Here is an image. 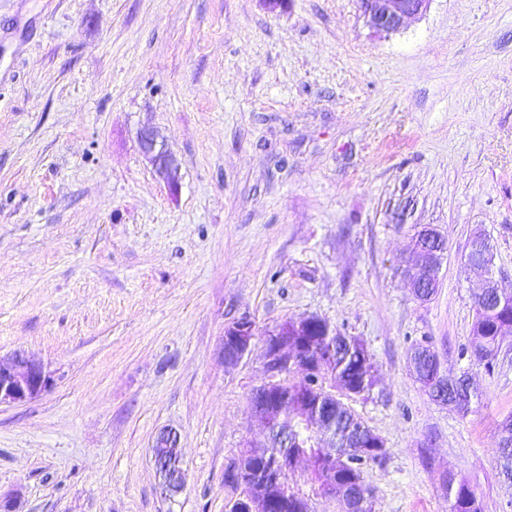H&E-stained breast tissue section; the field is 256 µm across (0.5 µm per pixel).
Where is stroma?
Instances as JSON below:
<instances>
[{
  "label": "stroma",
  "mask_w": 512,
  "mask_h": 512,
  "mask_svg": "<svg viewBox=\"0 0 512 512\" xmlns=\"http://www.w3.org/2000/svg\"><path fill=\"white\" fill-rule=\"evenodd\" d=\"M144 125L180 169L141 156ZM447 242L430 301L395 272L415 226ZM490 238L512 293V0H432L400 34L358 0H0V357L54 375L0 406V498L15 512H225L224 466L261 446L263 342L226 365L225 325L305 316L364 340L378 383L348 404L386 442L374 512H448L442 477L512 512L494 373L462 350ZM469 372L462 416L410 376L412 344ZM179 436L186 488L152 458ZM137 143L140 154L157 177L171 189H176L179 163L166 141L153 129L144 127L137 132ZM178 435L173 431H164L159 435L153 445V459L156 469L161 474L163 468L164 479L162 489L165 496L173 497L180 494L186 486V475L182 468L175 463L172 465L174 453L179 450ZM172 459L171 462L169 459Z\"/></svg>",
  "instance_id": "stroma-1"
}]
</instances>
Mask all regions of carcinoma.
I'll return each instance as SVG.
<instances>
[{
    "mask_svg": "<svg viewBox=\"0 0 512 512\" xmlns=\"http://www.w3.org/2000/svg\"><path fill=\"white\" fill-rule=\"evenodd\" d=\"M475 319L466 352L474 362L488 372L495 370L501 350V337L497 336V324L512 321V298L501 302L491 311H485L474 302ZM410 372L415 380L435 397L442 375L438 354L428 343L412 345L408 357ZM334 381L336 394L329 398L331 408L324 420L335 427L336 438L329 439V450L315 446L316 432L314 407L293 404L279 407L277 425L297 440L294 450L309 463L312 480L317 486L328 481L336 482V489L354 492L369 490L365 482V468L381 464L388 456L384 439L365 424L354 410L343 401L351 396L370 393L376 384L372 372L371 354L365 342L355 336L336 342V359L327 370ZM500 473L512 478V446L499 439ZM443 489L448 497V512H482L475 491L464 479L448 475Z\"/></svg>",
    "mask_w": 512,
    "mask_h": 512,
    "instance_id": "obj_1",
    "label": "carcinoma"
}]
</instances>
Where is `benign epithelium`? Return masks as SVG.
<instances>
[{"instance_id": "obj_1", "label": "benign epithelium", "mask_w": 512, "mask_h": 512, "mask_svg": "<svg viewBox=\"0 0 512 512\" xmlns=\"http://www.w3.org/2000/svg\"><path fill=\"white\" fill-rule=\"evenodd\" d=\"M432 0H359L363 18L369 29L379 36L389 37L399 33L407 23L429 8ZM138 149L142 157L151 165L157 177L170 188L178 187L177 172L179 163L166 141L151 128L144 127L137 132ZM440 238V233L431 227L419 232L412 254L401 261V270L416 298H421V287L432 277V287H437L438 268L445 250L432 249L430 244ZM495 257L490 249L484 248L476 258L465 263L471 275L480 281L479 294L483 298H498L495 273L492 272ZM323 331V335L332 336L328 324L316 316H308L296 321H285L264 332V355L269 380L255 388L250 395L252 411L268 422L277 411V395L274 387L279 384V377L288 373L299 351L293 344L292 337L307 336L314 329ZM258 335L254 322L242 318L224 327L222 355L224 362L235 365L250 351ZM53 383V377L47 367L22 352L15 353L4 363L0 361V405L25 403L39 397ZM179 445L178 435L173 431H164L153 445V459L156 469L163 470L162 489L169 497L180 494L186 486L183 469L172 465L170 459ZM224 483L243 492L250 502L251 512H265L269 502L281 489L278 481H259L250 475L237 457L228 459L224 467ZM321 495L341 503L344 512H359L363 496L336 494V486L327 485Z\"/></svg>"}]
</instances>
